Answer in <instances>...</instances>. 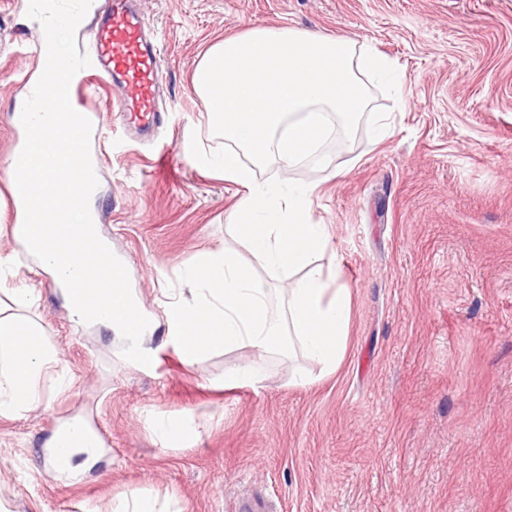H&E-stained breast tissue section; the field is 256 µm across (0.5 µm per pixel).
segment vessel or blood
<instances>
[{"mask_svg": "<svg viewBox=\"0 0 512 512\" xmlns=\"http://www.w3.org/2000/svg\"><path fill=\"white\" fill-rule=\"evenodd\" d=\"M87 55L91 64L76 73V80L119 86L126 126L147 130L158 123L161 51L143 36L137 0H107L90 33Z\"/></svg>", "mask_w": 512, "mask_h": 512, "instance_id": "b4317fda", "label": "vessel or blood"}]
</instances>
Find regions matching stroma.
Returning a JSON list of instances; mask_svg holds the SVG:
<instances>
[{"instance_id": "stroma-1", "label": "stroma", "mask_w": 512, "mask_h": 512, "mask_svg": "<svg viewBox=\"0 0 512 512\" xmlns=\"http://www.w3.org/2000/svg\"><path fill=\"white\" fill-rule=\"evenodd\" d=\"M27 0H0V161L24 139L11 114L37 69L25 53L40 28ZM161 47L163 124L131 136L109 86L77 90L100 123L91 150L100 227L155 321L188 288L185 269L230 245L243 188L203 167L219 151L192 85L202 51L252 26H288L372 46L406 77L397 97L368 80L357 128L290 173L319 189L310 215L330 225L327 251L352 291L348 352L321 375L271 355L259 380L228 388L245 351L194 365L162 348L125 360L102 328L80 329L50 277L12 238L17 208L0 168V255L14 275L0 315L36 322L65 385L45 406L0 417V512H112L137 491L186 512H512V0H139ZM392 136L373 140L379 116ZM18 288L34 289L21 304ZM316 380L292 385L295 369ZM191 415L195 439L161 447L149 427ZM82 418L97 461L53 470L44 448Z\"/></svg>"}]
</instances>
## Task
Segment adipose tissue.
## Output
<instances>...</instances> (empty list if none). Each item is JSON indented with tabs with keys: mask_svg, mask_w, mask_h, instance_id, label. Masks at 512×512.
<instances>
[{
	"mask_svg": "<svg viewBox=\"0 0 512 512\" xmlns=\"http://www.w3.org/2000/svg\"><path fill=\"white\" fill-rule=\"evenodd\" d=\"M366 74L399 90L405 84L375 48L288 27L253 26L201 55L193 89L224 139L223 152L202 162L246 194L231 214L233 247L188 270L189 294L171 304L165 342L188 365L214 350L251 351L247 363L225 370V386L257 381L272 353L301 355L328 374L345 358L351 290L321 263L331 232L310 218L318 186L263 181L257 172L298 166L334 128L353 129L369 105ZM264 269L286 281L280 304ZM56 364L34 322L0 318V416L40 407Z\"/></svg>",
	"mask_w": 512,
	"mask_h": 512,
	"instance_id": "adipose-tissue-1",
	"label": "adipose tissue"
}]
</instances>
